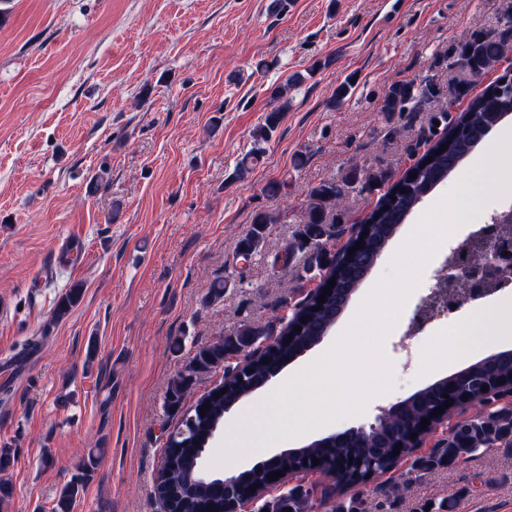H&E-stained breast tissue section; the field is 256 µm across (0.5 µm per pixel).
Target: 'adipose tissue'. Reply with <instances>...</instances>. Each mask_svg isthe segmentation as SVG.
Listing matches in <instances>:
<instances>
[{
  "label": "adipose tissue",
  "mask_w": 512,
  "mask_h": 512,
  "mask_svg": "<svg viewBox=\"0 0 512 512\" xmlns=\"http://www.w3.org/2000/svg\"><path fill=\"white\" fill-rule=\"evenodd\" d=\"M456 334V341L437 352V360L463 361L476 347L512 340V300L500 302L488 314L465 318L458 324Z\"/></svg>",
  "instance_id": "adipose-tissue-1"
}]
</instances>
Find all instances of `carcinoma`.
Masks as SVG:
<instances>
[{
    "label": "carcinoma",
    "mask_w": 512,
    "mask_h": 512,
    "mask_svg": "<svg viewBox=\"0 0 512 512\" xmlns=\"http://www.w3.org/2000/svg\"><path fill=\"white\" fill-rule=\"evenodd\" d=\"M507 49L506 42L491 32H480L459 50L463 64L473 73L494 65L503 57ZM495 90L491 86L482 94L471 100L467 115L461 119V131L446 130L440 134L433 146L421 156L420 166L413 174H405L398 184L390 183V176L383 171L365 174L359 178L348 176L336 182L326 181L313 188L310 192V205L307 216L296 229L293 240L289 242L287 254L291 257L298 253L306 255L307 269H317L323 273L319 287H328L330 279H335L334 291L326 296L320 304L316 301L307 302L299 312V316L308 318L306 323H298L301 331L293 333L288 343L277 346L260 354V358L252 365L254 372L246 371L224 373L223 386H219L208 394L205 402L209 410L200 414L196 407L188 412L181 424L193 421V441L171 437L167 442V466L158 478L156 490L166 500L171 512H224V494L211 484L189 483L186 471L189 468L188 458L197 448H206L209 436L218 431L224 423V413L230 406L237 404L246 396L251 383L272 367H279L289 359L315 344L318 337L326 334L336 320V313L345 298L351 296L361 283L363 277L372 268L381 251L396 232L399 225L405 223L407 217L420 200L436 185L443 182L455 172L462 158L482 143L490 131L500 121L512 114V98L505 99L489 95ZM434 85L426 83L416 87L412 83L395 84L389 88L382 100L381 111L387 113L405 112L416 109L421 102L435 96ZM288 88H283L278 96V105L272 108L265 117L264 123L254 132L255 147L251 154L262 152L261 143L267 141L269 133L278 126L282 112L288 108ZM356 184L361 189L374 190L387 187L379 197L377 208L366 221L368 234L360 241L361 248L353 253L344 252L336 259L327 258L323 250L316 245L323 239L332 236L326 224V212L336 209L342 191ZM275 221L269 212L257 214L248 232L238 239L234 258L249 261L259 250L265 235L266 226ZM82 288L76 284L58 301L54 317L58 320L69 314L71 309L81 300ZM321 307L317 312L313 307ZM271 335L267 328L259 325L243 324L232 335L200 348L192 357L188 367L176 374L168 383L167 404L178 409L193 379L221 365L236 354L246 355L247 349L260 345ZM269 363H263V359ZM469 376L465 379L462 394L472 397L482 393V387L489 386L502 378L512 377V351L492 354L468 367ZM225 394L218 395L219 391ZM447 399L436 382L428 388L423 398V406L414 414L402 418L388 419L379 424L364 438L352 437L349 442L354 444L360 453L361 467L342 474L348 485L367 482L365 475L383 474L395 467L391 457V448L411 440V434L418 432V424L423 413H432L435 408L444 405ZM512 448V404L502 406L489 412L483 418L458 419L451 426L448 438L439 442V446L431 449L430 454L418 460V468L428 470L441 466H449L466 459L481 449ZM316 454L322 461L336 457V451L321 448L317 451L310 447L302 449L298 455H283L278 459L280 466H288L294 470L304 461L311 460ZM99 454L89 452L83 463L82 473L69 482L61 491L54 505V512H72L78 496L85 490L86 484L93 477L98 466ZM265 482L263 466L254 467L239 481L237 493L240 496H252L260 491ZM255 487L250 491L249 487ZM313 497L309 491L297 485L275 496L263 497L258 510L267 512H311Z\"/></svg>",
    "instance_id": "carcinoma-1"
}]
</instances>
